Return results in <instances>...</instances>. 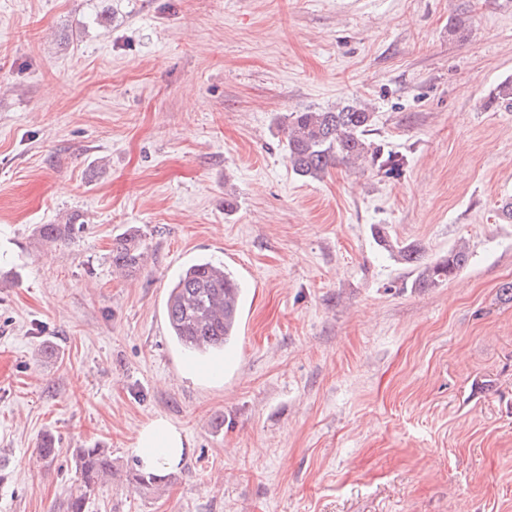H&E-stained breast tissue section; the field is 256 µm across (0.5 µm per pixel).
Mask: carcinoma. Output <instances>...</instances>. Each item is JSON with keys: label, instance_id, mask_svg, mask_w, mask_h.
Wrapping results in <instances>:
<instances>
[{"label": "carcinoma", "instance_id": "obj_1", "mask_svg": "<svg viewBox=\"0 0 512 512\" xmlns=\"http://www.w3.org/2000/svg\"><path fill=\"white\" fill-rule=\"evenodd\" d=\"M492 99L501 107L512 108V80L498 84ZM373 118L372 112L357 103L285 116L281 127L295 173L318 179L338 163L355 165L366 161L386 175H399L404 158L384 151L366 138ZM75 230L74 224H42L39 234L50 242H66ZM373 232L379 245L395 260L415 267L417 288L439 287L469 260L468 247L462 244L448 252L446 259L424 262L421 246L393 241L379 225L373 227ZM111 255L112 267L125 274L139 270L145 262L141 243L132 235L116 239ZM241 303L242 288L223 264L210 260L193 263L182 270L168 290L170 335L193 355L220 356L236 339ZM74 468L78 485L66 504V512H85L91 491L112 476V457L103 448H80Z\"/></svg>", "mask_w": 512, "mask_h": 512}]
</instances>
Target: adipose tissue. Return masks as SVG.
<instances>
[{"instance_id":"ef3b65f1","label":"adipose tissue","mask_w":512,"mask_h":512,"mask_svg":"<svg viewBox=\"0 0 512 512\" xmlns=\"http://www.w3.org/2000/svg\"><path fill=\"white\" fill-rule=\"evenodd\" d=\"M188 450L189 442L183 430L161 415L139 429L133 444L138 468L152 473L179 468Z\"/></svg>"}]
</instances>
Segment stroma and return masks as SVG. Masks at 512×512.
Returning a JSON list of instances; mask_svg holds the SVG:
<instances>
[{
    "mask_svg": "<svg viewBox=\"0 0 512 512\" xmlns=\"http://www.w3.org/2000/svg\"><path fill=\"white\" fill-rule=\"evenodd\" d=\"M510 79L512 0H0V512H62L94 446L88 512H512ZM347 102L400 176L294 173L283 116ZM375 224L468 263L413 287ZM198 260L244 288L220 381L168 332ZM157 415L190 448L145 487ZM112 266L122 273H132L139 270L145 262V254L139 239L135 236H124L112 243ZM78 485L66 504V512H86L89 494L112 476V457L105 448H79L74 465Z\"/></svg>",
    "mask_w": 512,
    "mask_h": 512,
    "instance_id": "35a3bbf8",
    "label": "stroma"
}]
</instances>
